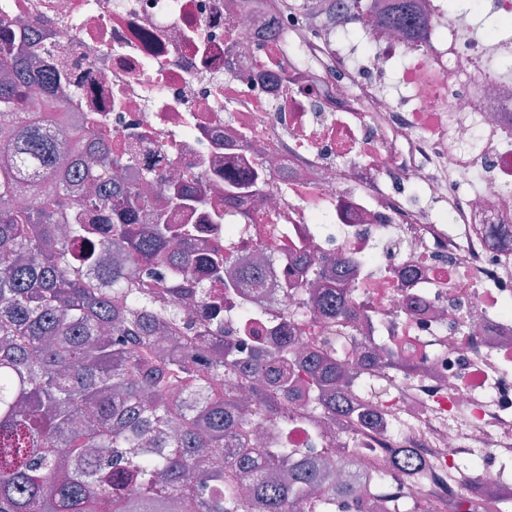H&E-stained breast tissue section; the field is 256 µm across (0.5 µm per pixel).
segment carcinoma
<instances>
[{
  "label": "carcinoma",
  "instance_id": "cac0c4a2",
  "mask_svg": "<svg viewBox=\"0 0 512 512\" xmlns=\"http://www.w3.org/2000/svg\"><path fill=\"white\" fill-rule=\"evenodd\" d=\"M37 45L17 52L0 38V512H336L369 501L380 512H431L423 496L388 502L382 490L421 493L436 480L429 463L399 449L368 478L336 482L326 461L291 448H257L260 417L288 431V343L244 360L222 322H198L181 289L159 279L207 283L224 259L182 249L196 234L179 213L207 205L174 180L151 198L121 190L127 160L101 145L58 94L39 110L22 103L37 77ZM27 195L35 204L22 208ZM294 316L331 299L352 316L336 275L318 265ZM218 336L222 356L205 375L197 361ZM311 406L329 424L355 419L346 406L349 364L303 361ZM188 395L169 399L170 389ZM234 444L229 466L206 452ZM251 496L243 498L242 479Z\"/></svg>",
  "mask_w": 512,
  "mask_h": 512
}]
</instances>
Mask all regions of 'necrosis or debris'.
<instances>
[{
    "label": "necrosis or debris",
    "mask_w": 512,
    "mask_h": 512,
    "mask_svg": "<svg viewBox=\"0 0 512 512\" xmlns=\"http://www.w3.org/2000/svg\"><path fill=\"white\" fill-rule=\"evenodd\" d=\"M40 24V66L89 128L124 150V181L178 176L207 206L200 228L231 268L266 252L255 288L187 290L224 333L255 315L269 341L304 355L359 343L369 417L319 433L303 403L262 447L289 445L385 465L395 448L438 474L433 512L512 483V0L476 17L428 0L425 32L364 28L353 0L318 23L287 0H12ZM346 263L348 321L294 319L314 264ZM395 347L412 368L366 355ZM483 459L462 468L461 455Z\"/></svg>",
    "instance_id": "1"
}]
</instances>
